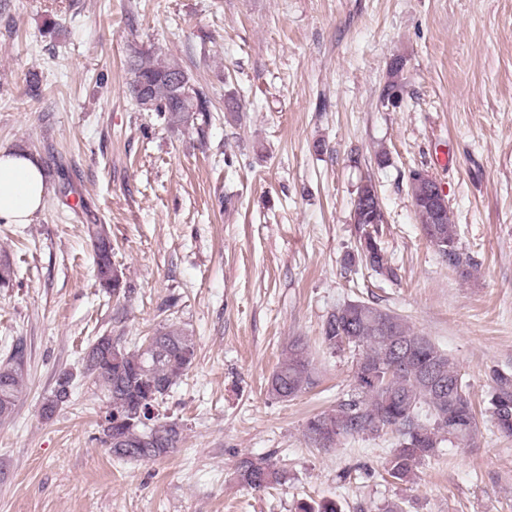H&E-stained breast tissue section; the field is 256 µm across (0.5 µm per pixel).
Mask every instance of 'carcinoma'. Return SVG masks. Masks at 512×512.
Here are the masks:
<instances>
[{
  "mask_svg": "<svg viewBox=\"0 0 512 512\" xmlns=\"http://www.w3.org/2000/svg\"><path fill=\"white\" fill-rule=\"evenodd\" d=\"M404 57L395 56L389 65L380 100L403 101L406 88ZM130 74L128 93L140 98V87L152 95V106L142 111L155 113L171 129L199 127L211 121L210 100L182 65L165 60L151 51L133 49L127 60ZM416 216L427 239L439 247L448 266L463 277L472 275L474 265L461 252L456 225L449 208L429 204L430 184L416 181L409 186ZM373 214L370 223H385V214L376 185L372 181L357 188ZM87 234L96 253V279L113 293L130 294L123 288L112 266V241L101 224L87 225ZM365 266L378 274L395 276L375 236L359 239L354 250L344 254L346 273ZM96 369L93 382L104 393L105 413L112 417V438L99 442L110 447L119 461H154L174 452L181 441L183 425L169 417H150L147 411L158 406L193 363L195 342L184 328L170 324L157 329L131 347L121 337L105 335L96 339ZM322 343L332 352L345 349L356 353L353 389L332 409L309 417L304 436L316 448L330 449L343 438L396 437L386 470L397 481H406L425 460L436 456L448 441L468 444L477 429L476 410L462 374L452 357L427 336L414 330L401 315L374 302L352 300L334 309L322 325ZM27 345L15 341L0 362V422L11 417L23 392ZM487 398V412L504 436H512V376L493 371ZM319 383L309 345L292 340L270 374L268 393L284 402L292 401ZM66 383L46 398L41 417L50 419L67 401ZM237 481L253 491L275 488L286 482L288 471L272 456L245 455L235 468ZM298 512H341L336 500L304 501Z\"/></svg>",
  "mask_w": 512,
  "mask_h": 512,
  "instance_id": "obj_1",
  "label": "carcinoma"
}]
</instances>
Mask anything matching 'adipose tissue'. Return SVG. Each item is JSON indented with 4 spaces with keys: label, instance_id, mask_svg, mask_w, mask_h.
Instances as JSON below:
<instances>
[{
    "label": "adipose tissue",
    "instance_id": "adipose-tissue-1",
    "mask_svg": "<svg viewBox=\"0 0 512 512\" xmlns=\"http://www.w3.org/2000/svg\"><path fill=\"white\" fill-rule=\"evenodd\" d=\"M50 193L42 168L29 154L0 149V221L27 224Z\"/></svg>",
    "mask_w": 512,
    "mask_h": 512
}]
</instances>
